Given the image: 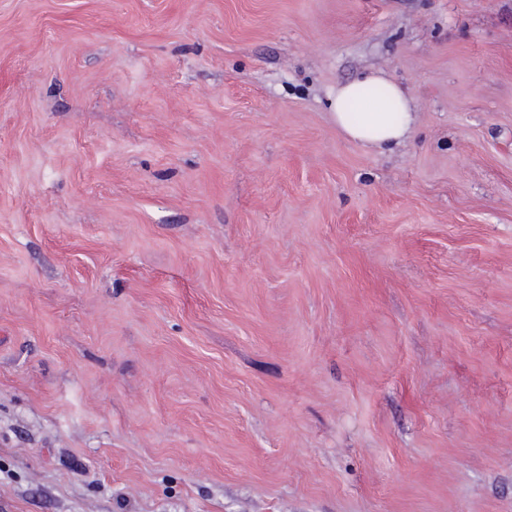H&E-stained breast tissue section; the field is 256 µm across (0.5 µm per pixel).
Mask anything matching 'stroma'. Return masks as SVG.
Listing matches in <instances>:
<instances>
[{
  "instance_id": "stroma-1",
  "label": "stroma",
  "mask_w": 512,
  "mask_h": 512,
  "mask_svg": "<svg viewBox=\"0 0 512 512\" xmlns=\"http://www.w3.org/2000/svg\"><path fill=\"white\" fill-rule=\"evenodd\" d=\"M0 512H512V0H0ZM381 88L386 92L384 100L364 98V93L369 89H372L371 97H379L383 93ZM330 101L336 127L348 139L363 146L392 148L411 134L415 124L410 96L397 83L382 75L371 73L351 82L337 84ZM353 102L362 103L364 112H361L358 104L351 105ZM351 112L354 118L360 113L353 119Z\"/></svg>"
}]
</instances>
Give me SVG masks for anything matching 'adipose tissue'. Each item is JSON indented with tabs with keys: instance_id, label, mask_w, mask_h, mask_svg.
<instances>
[{
	"instance_id": "obj_1",
	"label": "adipose tissue",
	"mask_w": 512,
	"mask_h": 512,
	"mask_svg": "<svg viewBox=\"0 0 512 512\" xmlns=\"http://www.w3.org/2000/svg\"><path fill=\"white\" fill-rule=\"evenodd\" d=\"M375 87L385 90L384 100L365 99V92ZM355 102L361 103L363 110L354 117L349 107ZM331 106L337 128L351 141L367 147H394L411 134L415 124L410 96L397 83L374 73L337 85Z\"/></svg>"
}]
</instances>
